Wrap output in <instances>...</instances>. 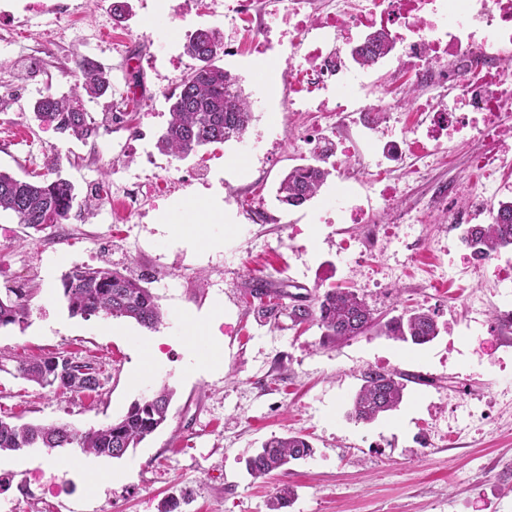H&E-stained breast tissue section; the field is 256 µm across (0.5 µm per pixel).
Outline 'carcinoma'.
<instances>
[{
	"mask_svg": "<svg viewBox=\"0 0 512 512\" xmlns=\"http://www.w3.org/2000/svg\"><path fill=\"white\" fill-rule=\"evenodd\" d=\"M391 48L381 33L367 41L359 61L383 55ZM184 53L194 61L191 71L168 95L170 118L158 137V151L174 160H184L198 148L238 140L252 121L251 102L238 81L217 61L224 56V40L214 28L199 29L188 36ZM112 89L108 70L96 61L84 59L76 64L75 83L69 92L46 94L31 101L28 112L38 125L51 127L77 139L98 136L99 126L86 112L83 98H100ZM60 157L46 165L39 180L17 178L0 171V213L11 214L16 223L36 231L65 223L77 203L75 186L60 173ZM331 171L322 164L293 167L280 181L276 199L287 206L299 207L318 195ZM465 243L481 257L490 259L512 247V201L495 206L488 224H472ZM62 292L73 315H104L128 318L140 326L155 330L163 321L157 297L143 280L127 276L109 267L74 266L62 277ZM286 296L273 284L256 280L251 296ZM33 295L23 288L0 297V328L25 322L31 315ZM295 325L314 322L322 330V343L336 344L361 336L375 326L396 340L414 345L433 341L440 334L434 315L418 308L393 316L380 324L367 302L353 291L332 288L309 300L288 306ZM101 368L94 362L78 360L70 354L16 361L13 376L33 382L56 393H81L101 387ZM417 381L421 377L413 378ZM397 371L368 368L361 374V386L354 396L351 417L372 422L399 407L407 383L413 380ZM171 393L165 386L146 400L133 402L115 421L79 431L64 423L13 424L0 419V452L30 448H78L98 457L120 458L162 426L168 418ZM310 442L298 434L272 437L245 460L246 470L256 478L281 472L297 460L311 455ZM294 492L284 487L270 497L269 512L291 504Z\"/></svg>",
	"mask_w": 512,
	"mask_h": 512,
	"instance_id": "cac0c4a2",
	"label": "carcinoma"
}]
</instances>
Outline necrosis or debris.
Masks as SVG:
<instances>
[{
	"instance_id": "necrosis-or-debris-1",
	"label": "necrosis or debris",
	"mask_w": 512,
	"mask_h": 512,
	"mask_svg": "<svg viewBox=\"0 0 512 512\" xmlns=\"http://www.w3.org/2000/svg\"><path fill=\"white\" fill-rule=\"evenodd\" d=\"M228 11L262 51L272 34L264 18L281 12L285 53L294 61L288 80L297 86L288 116L319 117L299 155L334 161L350 182L336 199L337 218L369 225L379 236L378 214L399 210L406 196L384 183L386 170L421 177L452 160L456 141L472 144V173L443 185L408 224L440 214L460 255L459 271L491 280L501 315L512 317V259H478L463 242L467 224L492 220L502 174L512 168V0H231ZM375 30L387 32L393 49L358 64L356 38ZM388 66L406 73L407 98L361 95L358 82ZM405 109L408 127L394 135L392 115ZM356 136L374 145V167L356 156Z\"/></svg>"
}]
</instances>
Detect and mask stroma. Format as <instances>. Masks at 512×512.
<instances>
[{
	"label": "stroma",
	"instance_id": "35a3bbf8",
	"mask_svg": "<svg viewBox=\"0 0 512 512\" xmlns=\"http://www.w3.org/2000/svg\"><path fill=\"white\" fill-rule=\"evenodd\" d=\"M227 2L212 0V16L202 19L200 0H129L132 10L118 23L113 0H97L91 21L105 26L121 51L84 42L73 28L44 58L37 22L20 15L24 0H9L15 16L0 23V170L41 172L56 154L82 197L103 179L123 193L153 171L176 189L141 199L132 215L117 203H101L90 219L75 209L62 229L39 233L0 214V295L19 286L34 294L28 320L0 328V419L85 431L118 419L160 385L175 395L164 426L123 458H97L93 470L76 448L1 452L0 512H159L166 497L186 487L193 497L184 512H267V499L285 484L295 500L284 512H512V323L491 305L480 323L470 322L467 302L488 292V283L438 278L432 252L412 254L395 242L338 266L337 243L361 238L363 227L321 222L336 200L335 178L302 207L277 201L306 130L300 121L289 133L280 125L292 96L285 56L246 50L221 60L255 106L245 141L210 144L184 161L158 153L166 96L187 70L152 62L182 52L187 34L205 26L232 38L222 13ZM83 59L112 76L111 94L84 102L100 125L88 142L41 129L25 115L40 95L67 92ZM471 150L457 143L452 167L430 168L421 181L394 171L391 181L423 201L435 184L465 174ZM292 220L302 228L294 238ZM77 264L147 278L163 326L152 331L124 318L70 315L61 280ZM389 266L396 274L388 287L374 288ZM261 276L293 295L353 290L386 318L423 308L441 332L421 346L373 331L324 346L316 325L294 326L250 297ZM158 335L166 341L156 363L146 344ZM188 340L204 357H222V367L189 370ZM62 351L97 362L101 388L56 394L7 372L18 359ZM370 367L422 381L408 384L398 410L358 423L347 413L359 375ZM483 404L488 418L469 421V409ZM451 418L456 435L423 447L433 425ZM293 433L312 443L311 456L270 477L246 471V457L263 441Z\"/></svg>",
	"mask_w": 512,
	"mask_h": 512
}]
</instances>
